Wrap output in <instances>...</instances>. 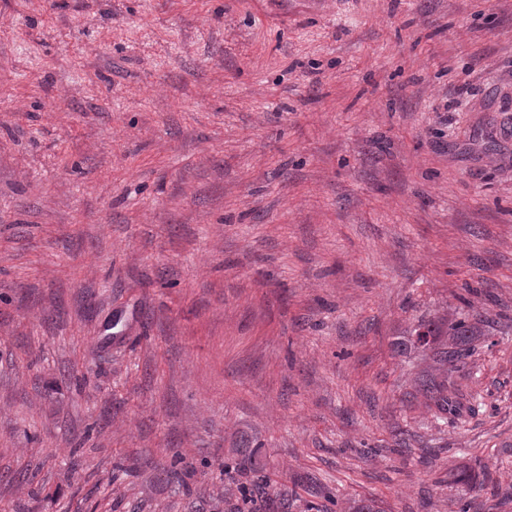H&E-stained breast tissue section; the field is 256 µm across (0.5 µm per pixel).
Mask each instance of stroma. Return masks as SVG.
<instances>
[{
	"label": "stroma",
	"instance_id": "35a3bbf8",
	"mask_svg": "<svg viewBox=\"0 0 512 512\" xmlns=\"http://www.w3.org/2000/svg\"><path fill=\"white\" fill-rule=\"evenodd\" d=\"M360 499L512 512V0H0V512ZM413 333L400 343L402 347L409 344L414 348H418V346L429 348L433 351V358L438 363L448 366H454L462 358L471 355L474 349L472 348L474 336H481L480 331L464 319L450 323L448 339L445 343H439L437 346L432 345L438 342L441 328L435 322L421 323L418 328L413 330ZM421 386L426 396L436 406L439 412L448 413V409L455 407L448 397V379L426 377L422 379Z\"/></svg>",
	"mask_w": 512,
	"mask_h": 512
}]
</instances>
